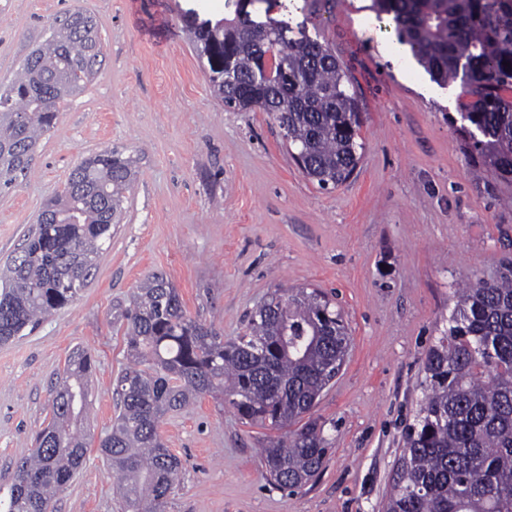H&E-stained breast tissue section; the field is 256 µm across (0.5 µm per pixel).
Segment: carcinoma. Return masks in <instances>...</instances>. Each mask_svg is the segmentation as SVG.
<instances>
[{"label":"carcinoma","mask_w":512,"mask_h":512,"mask_svg":"<svg viewBox=\"0 0 512 512\" xmlns=\"http://www.w3.org/2000/svg\"><path fill=\"white\" fill-rule=\"evenodd\" d=\"M399 43L440 86L461 89L464 150L512 180V0H372ZM215 97L233 110L268 113L297 167L321 188L347 181L364 143L350 79L328 44L235 0V17L187 22ZM0 85V190L27 176L43 135L68 97L104 58L90 15L66 12ZM510 66H505V63ZM134 160L109 148L70 173L49 198L0 276V344L72 303L122 220ZM448 328L425 360V394L386 495L385 512H512V261L488 283L474 274L452 296ZM126 324L129 366L117 377L119 413L99 451L116 476L124 512H165L181 460L159 434L162 418L206 395L242 420L284 432L260 449L267 479L295 490L322 470L329 451L311 414L344 365L351 338L340 309L318 290L277 292L232 341L188 315L161 272L137 286ZM91 355L74 350L51 401V422L16 466L4 512H52L55 494L83 466Z\"/></svg>","instance_id":"carcinoma-1"}]
</instances>
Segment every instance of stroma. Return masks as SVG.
<instances>
[{"mask_svg":"<svg viewBox=\"0 0 512 512\" xmlns=\"http://www.w3.org/2000/svg\"><path fill=\"white\" fill-rule=\"evenodd\" d=\"M73 9L95 18L105 61L42 137L29 176L0 192V268L84 157L122 148L137 176L81 296L0 344V487L33 452L52 387L80 347L95 359L90 448L52 506L120 512L98 452L128 364L112 306L157 271L187 313L224 338L287 288L333 297L352 337L311 414L330 441L315 481L294 492L269 483L258 453L269 430L205 396L160 423L183 464L166 512H383L460 275L487 279L512 258V183L465 153L454 124L459 86L431 81L371 0H293V23L330 45L362 112L358 167L323 189L291 161L267 113L227 110L213 95L182 19L232 16L226 0H0V83L48 22Z\"/></svg>","mask_w":512,"mask_h":512,"instance_id":"stroma-1","label":"stroma"}]
</instances>
